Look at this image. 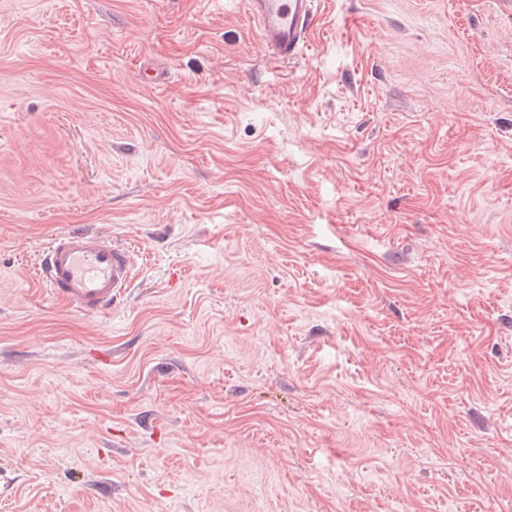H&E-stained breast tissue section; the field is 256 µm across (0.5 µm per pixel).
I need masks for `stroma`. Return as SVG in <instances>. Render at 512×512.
Listing matches in <instances>:
<instances>
[{
    "mask_svg": "<svg viewBox=\"0 0 512 512\" xmlns=\"http://www.w3.org/2000/svg\"><path fill=\"white\" fill-rule=\"evenodd\" d=\"M0 512H512V0H0ZM315 0H246L265 54L276 63L298 60L314 29ZM133 269L129 247L101 233L81 231L48 243L37 277L53 299L86 316L101 317L129 291Z\"/></svg>",
    "mask_w": 512,
    "mask_h": 512,
    "instance_id": "1",
    "label": "stroma"
}]
</instances>
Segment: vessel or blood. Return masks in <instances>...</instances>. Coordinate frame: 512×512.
I'll return each mask as SVG.
<instances>
[{
    "instance_id": "b4317fda",
    "label": "vessel or blood",
    "mask_w": 512,
    "mask_h": 512,
    "mask_svg": "<svg viewBox=\"0 0 512 512\" xmlns=\"http://www.w3.org/2000/svg\"><path fill=\"white\" fill-rule=\"evenodd\" d=\"M265 54L276 63L298 60L314 29L315 0H245ZM134 269L132 250L96 232L53 238L41 254L37 277L47 293L78 312L101 317L126 295Z\"/></svg>"
}]
</instances>
